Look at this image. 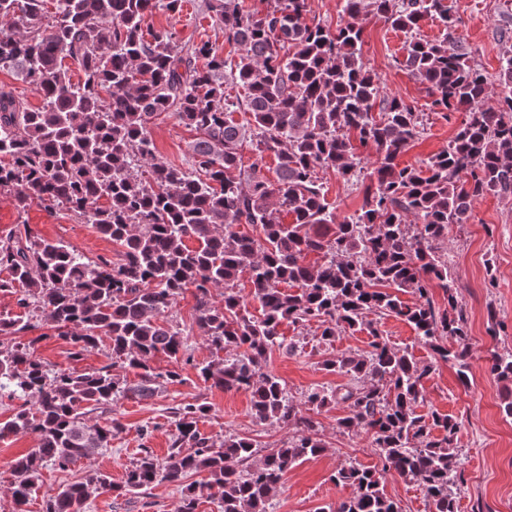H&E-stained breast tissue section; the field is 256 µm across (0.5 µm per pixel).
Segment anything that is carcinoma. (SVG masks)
Wrapping results in <instances>:
<instances>
[{
	"mask_svg": "<svg viewBox=\"0 0 512 512\" xmlns=\"http://www.w3.org/2000/svg\"><path fill=\"white\" fill-rule=\"evenodd\" d=\"M310 2L266 0L265 10L247 12L241 0H204L237 51L229 68L208 39L182 44L169 32L144 33L147 16L178 12L182 0H0V21L24 28L0 30V71L42 99L33 110L0 87V189L12 191L21 209L33 201L63 207L118 247L115 260H89L26 224L0 237V292L16 295L20 309L0 316V399L13 403L0 441L28 433L36 440L11 463L13 512H23L44 467L66 471L110 447L119 419L101 425L90 415L111 411L120 397L154 395L161 379L181 381L152 361L190 362L169 319L190 288L212 349L210 360L194 365L198 379L250 392L254 417L291 427V437L255 464L253 440L207 436L199 422L209 407L181 404L164 459L141 448L121 484L93 470L49 497L43 512H86L101 493L180 485L190 474L205 475L220 512H269L288 471L326 450L320 423L266 370L274 350L301 344L284 328L299 332L312 321L324 344L362 328L372 336L364 354L324 362L352 384L312 388L304 404L318 412L346 404L338 428L369 433L382 462L380 473L350 463L337 469L332 480L352 486L353 496L315 512H401L384 492V472L422 487L429 512H457L460 425L416 413L432 366L389 345L368 316L403 318L435 359L454 361L468 380V312L443 244L450 225L467 223L475 200L512 194V48L501 58L494 98L487 76L457 47L448 0H370L373 14L409 35L402 65L425 86L432 110L445 119L466 114L446 150L419 168L402 167L397 158L423 129V114L380 96L361 57L363 0H343L347 19L334 29L307 20ZM426 18L439 21L441 37L415 35ZM67 59L82 67V82L71 81ZM229 83L243 94H224ZM241 110L250 123L235 121ZM164 112L198 134L188 168L156 159L149 125ZM246 141L254 160L244 167ZM356 141L375 152L368 171ZM269 155L277 161L273 181L265 174ZM325 169L345 184L368 182L360 208L341 221L320 181ZM242 224L257 234L238 230ZM244 273L256 315L238 290ZM432 284L447 306L435 304ZM218 285L220 305L211 299ZM401 293L415 302L404 303ZM39 314L70 346V359L106 343L112 363L85 372L49 367L36 355L41 337L13 340ZM486 364L512 381V352L494 348ZM118 369L135 371L139 382L128 385ZM197 506L188 484L177 512Z\"/></svg>",
	"mask_w": 512,
	"mask_h": 512,
	"instance_id": "carcinoma-1",
	"label": "carcinoma"
}]
</instances>
